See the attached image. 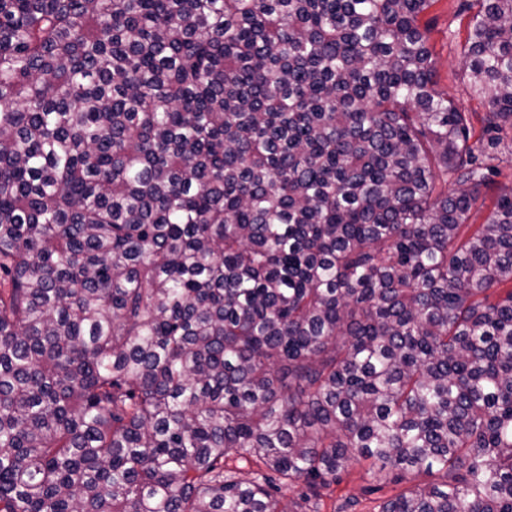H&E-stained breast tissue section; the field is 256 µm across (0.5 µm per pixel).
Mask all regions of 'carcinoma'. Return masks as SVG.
<instances>
[{
	"label": "carcinoma",
	"mask_w": 512,
	"mask_h": 512,
	"mask_svg": "<svg viewBox=\"0 0 512 512\" xmlns=\"http://www.w3.org/2000/svg\"><path fill=\"white\" fill-rule=\"evenodd\" d=\"M434 2L0 0V512H512V0L477 138ZM489 152L496 156L491 164L498 166L501 174L492 176L494 185L488 190L483 205L474 212L469 221L471 224H484L493 209L501 188L512 184V143L510 139L502 142L497 149L489 150ZM370 484H376L365 474L364 467L361 464L353 463L348 473L343 475L340 485L336 486V500L341 496H357L362 501L357 512H372L379 498L391 497L404 490L409 483L402 482L383 484L382 490L373 494H365L363 489Z\"/></svg>",
	"instance_id": "cac0c4a2"
}]
</instances>
